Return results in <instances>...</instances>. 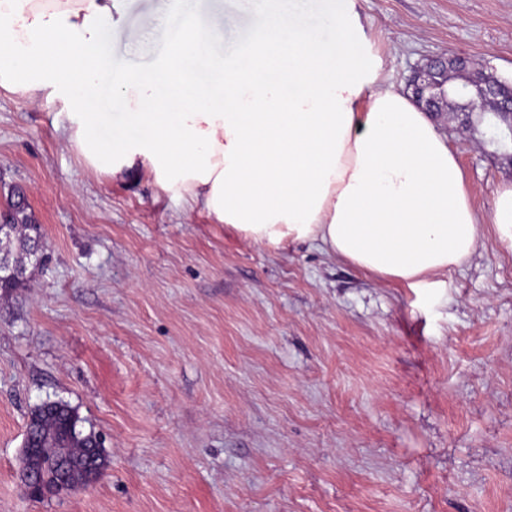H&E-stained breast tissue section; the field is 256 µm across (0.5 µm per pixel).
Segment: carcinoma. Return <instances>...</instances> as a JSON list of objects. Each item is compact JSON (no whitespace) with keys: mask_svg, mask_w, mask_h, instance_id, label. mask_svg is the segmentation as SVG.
Returning <instances> with one entry per match:
<instances>
[{"mask_svg":"<svg viewBox=\"0 0 512 512\" xmlns=\"http://www.w3.org/2000/svg\"><path fill=\"white\" fill-rule=\"evenodd\" d=\"M8 215L12 224L10 249L14 257L22 260L37 244L40 228L32 223L22 199L8 201ZM29 421L34 436L32 452L43 463H54L57 445L65 444L74 448L76 457L92 458L99 466L107 467V456L96 441L97 434L83 432V420L67 403L59 400L50 407L41 404L30 412Z\"/></svg>","mask_w":512,"mask_h":512,"instance_id":"cac0c4a2","label":"carcinoma"}]
</instances>
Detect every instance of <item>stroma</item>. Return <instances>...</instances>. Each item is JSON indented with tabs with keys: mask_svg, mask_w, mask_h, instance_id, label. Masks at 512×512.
I'll use <instances>...</instances> for the list:
<instances>
[{
	"mask_svg": "<svg viewBox=\"0 0 512 512\" xmlns=\"http://www.w3.org/2000/svg\"><path fill=\"white\" fill-rule=\"evenodd\" d=\"M224 53L264 0H190ZM160 0H126L111 53L151 67ZM384 73L435 56L512 80V0H355ZM472 203L512 184L494 115H436ZM59 107L0 90V224L23 192L44 261L0 292V512H512V252L484 225L436 288L315 245L273 252L184 212L146 171L110 179ZM77 409L108 455L86 490L20 483L31 410Z\"/></svg>",
	"mask_w": 512,
	"mask_h": 512,
	"instance_id": "stroma-1",
	"label": "stroma"
}]
</instances>
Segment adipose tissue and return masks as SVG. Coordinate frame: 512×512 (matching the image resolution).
Segmentation results:
<instances>
[{"label":"adipose tissue","instance_id":"obj_1","mask_svg":"<svg viewBox=\"0 0 512 512\" xmlns=\"http://www.w3.org/2000/svg\"><path fill=\"white\" fill-rule=\"evenodd\" d=\"M122 0H0V89L59 103L93 170L148 171L185 211L274 250L315 243L381 279L430 288L482 225L448 141L390 82L353 0H321L326 37L275 0L234 54L184 0L173 59L123 73L109 49Z\"/></svg>","mask_w":512,"mask_h":512}]
</instances>
